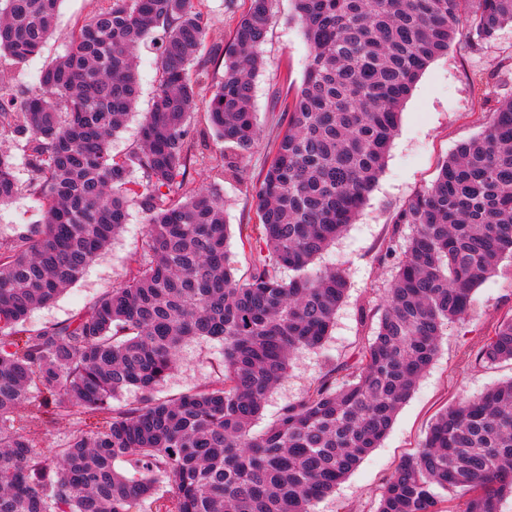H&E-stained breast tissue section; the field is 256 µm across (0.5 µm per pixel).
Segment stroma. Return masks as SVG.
I'll return each instance as SVG.
<instances>
[{"label": "stroma", "instance_id": "35a3bbf8", "mask_svg": "<svg viewBox=\"0 0 512 512\" xmlns=\"http://www.w3.org/2000/svg\"><path fill=\"white\" fill-rule=\"evenodd\" d=\"M247 5V0H203L201 9L209 18L205 46L224 43ZM96 6V0H62L56 31L41 54L19 65H0V81L18 90L39 91L44 64L64 54L67 33ZM261 54L263 66L254 82L260 139L241 175L225 179L223 184L229 249L241 277L248 274L255 254L246 240L259 222L255 187L270 163L272 140L288 124L287 113L279 111L275 101L296 91L310 59V46L297 21L294 0H277ZM136 56L140 97L124 127L111 139V153L118 158L136 146L143 114L158 86V57L152 44L140 46ZM511 63V26L503 28L495 41L479 45L463 31L448 52L437 57L422 74L401 108L399 129L384 169L354 224L315 261L322 269L344 270L348 278L346 297L336 312L331 334L321 348L302 351L295 357L287 377L270 393L255 431H262L284 403L302 397L319 375L372 336L376 323L371 318L363 320L362 315L377 311L397 265L396 260L386 258V248L392 241L405 246L411 234L407 226L394 231L395 212L432 183L441 164L461 142L484 130L489 112L512 100V73L505 70ZM42 220L35 197L18 195L0 207V238ZM144 232V214L130 208L127 223L109 249L54 303L33 310L29 315L31 324L40 327L65 321L95 295L117 285L135 257ZM510 310L512 260L507 259L476 289L464 318L449 324L432 364L400 407L380 447L365 457L331 496L317 504V512H375L384 479L405 456L419 448L438 409L478 396L512 377L510 362L487 366L472 362L492 326ZM223 365L221 342L191 341L182 347L175 369L157 395L168 398L210 385L220 377Z\"/></svg>", "mask_w": 512, "mask_h": 512}]
</instances>
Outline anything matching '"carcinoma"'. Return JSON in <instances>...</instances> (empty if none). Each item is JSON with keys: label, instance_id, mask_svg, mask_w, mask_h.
Instances as JSON below:
<instances>
[{"label": "carcinoma", "instance_id": "cac0c4a2", "mask_svg": "<svg viewBox=\"0 0 512 512\" xmlns=\"http://www.w3.org/2000/svg\"><path fill=\"white\" fill-rule=\"evenodd\" d=\"M62 0H0V59L22 64L55 31ZM47 63L41 90L0 84V206L26 192L43 221L0 239V512H315L391 429L448 324L512 258V100L460 143L393 218L412 227L371 340L253 431L303 349L321 346L347 289L309 266L353 223L383 170L400 111L430 63L467 29L512 24V0H295L311 48L287 127L256 187L259 247L235 276L222 187L189 188L199 159L191 71L209 25L194 0H97ZM274 0H248L221 52L207 124L234 160L260 132L254 80ZM156 42L160 80L138 146L109 151L139 97L133 50ZM141 181H135V175ZM136 205L146 230L119 285L70 319L33 327L114 239ZM290 275H285V272ZM224 343L214 383L155 396L189 341ZM512 361V311L475 363ZM134 388L137 400H112ZM99 422L43 453L21 412ZM126 468L118 470L115 462ZM512 498V379L442 410L383 484L376 512H502ZM462 500L456 504V500Z\"/></svg>", "mask_w": 512, "mask_h": 512}]
</instances>
